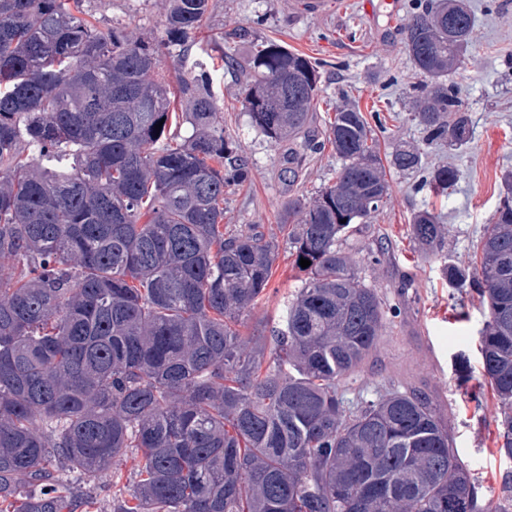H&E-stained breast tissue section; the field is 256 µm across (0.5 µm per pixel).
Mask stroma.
<instances>
[{
  "label": "stroma",
  "instance_id": "35a3bbf8",
  "mask_svg": "<svg viewBox=\"0 0 512 512\" xmlns=\"http://www.w3.org/2000/svg\"><path fill=\"white\" fill-rule=\"evenodd\" d=\"M300 0H211L202 40L220 39L238 26L273 39L320 65V102L309 130L324 139L337 106L353 102L368 121L385 127L379 139L383 153L403 142H420L423 132L409 111L413 85L424 79L404 50L401 26L412 0H375L365 14L362 0H322L320 12L299 9ZM475 15L473 42L449 72L462 90L471 139L463 146H428L427 167L454 164L459 181L448 198L416 191L411 175L388 169L389 195L366 223L354 225L341 247L354 261V272L378 294L388 324L376 350L355 377L375 398L392 388L414 390L433 399L448 433L472 478L484 492L500 495L512 483V460L496 452L497 402L479 371L477 345L484 308L473 288L452 287L443 271L451 263L473 267L474 251L507 191L504 175L512 170V0H468ZM84 8L102 26H121L146 41L164 38L166 0H84ZM237 64L214 76L224 130L240 146L250 175L232 188L224 202V221L257 224L266 233L278 230L289 200L310 202L336 180L341 165L332 147L311 155L298 175L288 171L287 144H271L252 127L242 105L249 78V46L231 48ZM438 213L445 228L442 255L432 256L410 236L413 214ZM303 272L295 266L287 240H280L266 297L241 329L251 335L257 322L276 323L287 301L301 288ZM141 461L128 451L116 482L89 490L75 512H112L115 492H129Z\"/></svg>",
  "mask_w": 512,
  "mask_h": 512
}]
</instances>
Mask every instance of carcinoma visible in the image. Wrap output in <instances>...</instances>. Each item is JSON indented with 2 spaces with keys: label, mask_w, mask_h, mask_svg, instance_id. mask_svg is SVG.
Segmentation results:
<instances>
[{
  "label": "carcinoma",
  "mask_w": 512,
  "mask_h": 512,
  "mask_svg": "<svg viewBox=\"0 0 512 512\" xmlns=\"http://www.w3.org/2000/svg\"><path fill=\"white\" fill-rule=\"evenodd\" d=\"M209 13V0H168L169 55L189 59ZM83 14V0H0V260L11 262L0 267V512H74L62 474L96 483L129 448L142 454L134 504L112 512H508L471 480L430 398L339 390L387 324L339 246L389 190L361 110L338 107L329 121L336 182L283 215L295 261H311L302 287L281 324L245 336L278 242L255 224L224 229V188L248 170L224 136L213 55L179 78V116L159 47ZM474 27L466 0H422L402 28L428 77L411 99L429 141L469 140L448 72ZM225 38L251 47L252 125L321 151L327 142L306 137L317 64L246 27ZM392 164L419 173L418 191L446 196L458 180L426 168L414 145ZM507 182L480 266L444 271L478 287L497 453L512 459V173ZM411 237L443 252L429 210L414 214Z\"/></svg>",
  "instance_id": "1"
}]
</instances>
